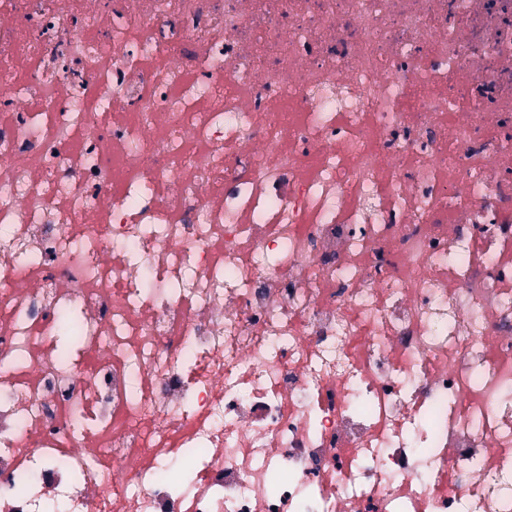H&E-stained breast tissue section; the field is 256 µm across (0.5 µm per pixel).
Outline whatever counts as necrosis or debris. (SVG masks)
I'll list each match as a JSON object with an SVG mask.
<instances>
[{
    "instance_id": "4bbe7bcc",
    "label": "necrosis or debris",
    "mask_w": 512,
    "mask_h": 512,
    "mask_svg": "<svg viewBox=\"0 0 512 512\" xmlns=\"http://www.w3.org/2000/svg\"><path fill=\"white\" fill-rule=\"evenodd\" d=\"M0 512H512V0H0Z\"/></svg>"
}]
</instances>
